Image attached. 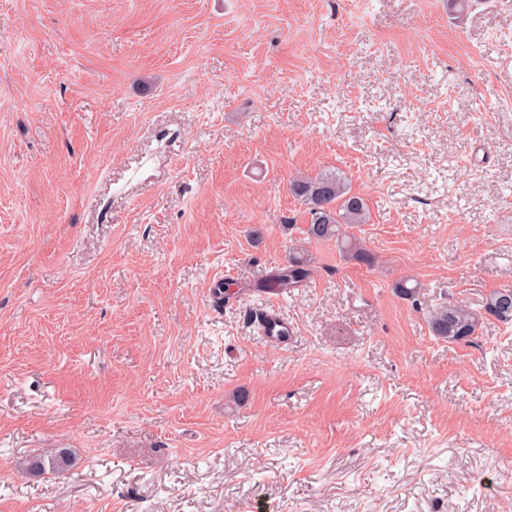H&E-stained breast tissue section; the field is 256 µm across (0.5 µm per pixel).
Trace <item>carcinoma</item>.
Wrapping results in <instances>:
<instances>
[{
	"instance_id": "obj_1",
	"label": "carcinoma",
	"mask_w": 512,
	"mask_h": 512,
	"mask_svg": "<svg viewBox=\"0 0 512 512\" xmlns=\"http://www.w3.org/2000/svg\"><path fill=\"white\" fill-rule=\"evenodd\" d=\"M290 191L308 209L310 222L304 234L314 241L336 240L345 256L368 265L375 258L352 236L346 226L365 224L369 210L365 199L350 192L346 180L329 172L315 178L297 177L290 181ZM311 275L310 261L303 255L289 258L288 265L278 269L268 280L266 287L281 293L298 286ZM396 292L417 305L422 297V287L408 285L401 280L395 285ZM430 330L434 336L450 343H467L476 335L481 324L494 319L502 323L512 322V289L492 291L480 310H473L462 302L448 301L426 309ZM65 452L39 454L32 457L30 470L36 473H60L68 466Z\"/></svg>"
}]
</instances>
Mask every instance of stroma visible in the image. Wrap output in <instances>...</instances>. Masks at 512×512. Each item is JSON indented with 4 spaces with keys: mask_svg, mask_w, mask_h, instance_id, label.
Segmentation results:
<instances>
[{
    "mask_svg": "<svg viewBox=\"0 0 512 512\" xmlns=\"http://www.w3.org/2000/svg\"><path fill=\"white\" fill-rule=\"evenodd\" d=\"M509 287L512 0H0V512H512ZM290 191L307 206L310 222L303 232L310 240L335 239L346 257L374 264L372 254L346 233L348 225L366 224L369 210L362 196L350 192L345 179L332 172L297 177L290 181ZM310 261L304 255H293L288 260V265L278 269L268 280L263 288H276L280 293H288L301 282L309 278L311 269ZM509 294L510 302L504 297ZM430 330L434 336L449 343L471 342L484 321L494 319L512 322V289L492 291L481 310H473L462 302L448 301L426 308ZM252 319L259 325L261 334L269 344L280 348L288 345V336L292 331L288 321L282 317L275 306L273 297H267L265 302L253 312ZM69 458L64 451L39 454L32 457L30 470L36 473H61L68 466Z\"/></svg>",
    "mask_w": 512,
    "mask_h": 512,
    "instance_id": "stroma-1",
    "label": "stroma"
}]
</instances>
